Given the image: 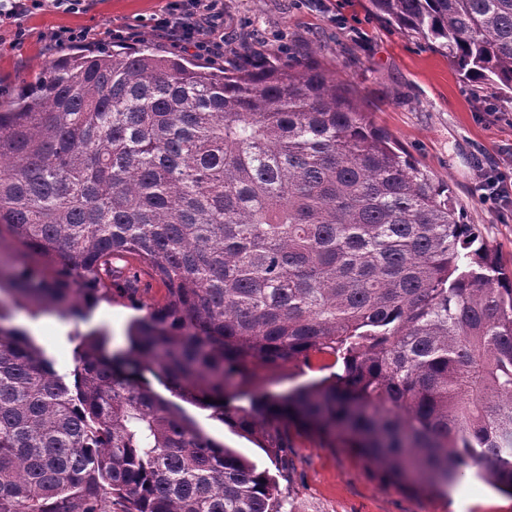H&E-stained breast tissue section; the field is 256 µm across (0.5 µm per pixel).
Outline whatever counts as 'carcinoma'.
Segmentation results:
<instances>
[{"instance_id": "obj_1", "label": "carcinoma", "mask_w": 512, "mask_h": 512, "mask_svg": "<svg viewBox=\"0 0 512 512\" xmlns=\"http://www.w3.org/2000/svg\"><path fill=\"white\" fill-rule=\"evenodd\" d=\"M369 3L512 94V0ZM300 66L107 47L0 103V512H285L269 471L145 372L276 463L296 424L400 485L475 467L512 494V275L348 85ZM126 257L165 301L119 353L82 334L67 381L12 306L77 325L117 283L134 301ZM317 355L341 371L243 389L256 365Z\"/></svg>"}]
</instances>
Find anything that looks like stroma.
<instances>
[{
	"mask_svg": "<svg viewBox=\"0 0 512 512\" xmlns=\"http://www.w3.org/2000/svg\"><path fill=\"white\" fill-rule=\"evenodd\" d=\"M167 2L93 0L84 13L48 5L21 18L26 31L21 42H14L11 30H0V100L8 101L22 81L60 52L79 54L114 42L145 43L207 67L253 68L312 57L337 80L352 84L361 110L449 186L465 223L478 225L512 270V209L491 208L475 193L482 174L512 168V102L463 80L440 49L389 25L370 11L368 0H224V49L214 54L177 44L151 27L150 18ZM62 27L88 29L92 36L61 47L49 35ZM137 315L116 293L77 326L53 313L33 318L23 310L16 311L14 321L27 326L58 370L66 372L74 365L77 333L104 330L109 349L122 350L127 325ZM322 376L319 368L297 363L259 365L251 385L280 395ZM183 409L216 441L269 470L287 512H512V495L472 475L437 489L389 484L354 449L296 425L287 431L288 457L276 466L251 438L208 411L189 403Z\"/></svg>",
	"mask_w": 512,
	"mask_h": 512,
	"instance_id": "stroma-1",
	"label": "stroma"
}]
</instances>
